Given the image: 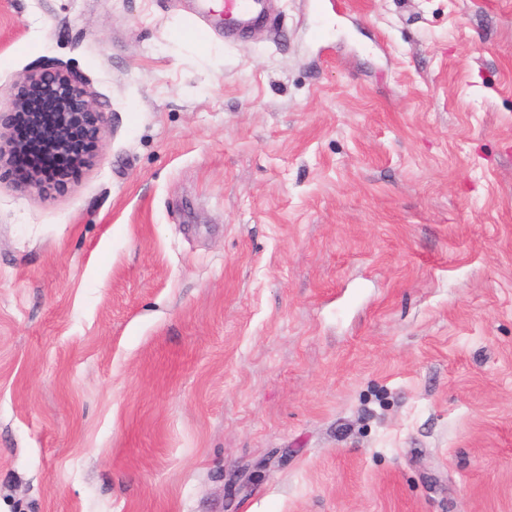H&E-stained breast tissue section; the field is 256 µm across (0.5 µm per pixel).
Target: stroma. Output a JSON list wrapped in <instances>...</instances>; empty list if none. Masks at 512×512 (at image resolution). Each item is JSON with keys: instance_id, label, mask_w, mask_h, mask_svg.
Segmentation results:
<instances>
[{"instance_id": "obj_1", "label": "stroma", "mask_w": 512, "mask_h": 512, "mask_svg": "<svg viewBox=\"0 0 512 512\" xmlns=\"http://www.w3.org/2000/svg\"><path fill=\"white\" fill-rule=\"evenodd\" d=\"M200 1L0 0V512H512V0ZM264 9L263 0H224V29L237 30L252 23ZM36 86L41 92L55 99L57 111L52 116L49 124L40 118L34 120L32 128L35 135L51 141L60 152L66 148V132L72 121L79 117L85 120L87 125L94 128L99 134L104 128V114L99 112L94 103L87 97L84 89L67 71L56 70L30 74L23 82V86ZM71 140V151L79 154L85 149L84 131L78 125H74L67 132ZM24 100L18 95H14L11 101V112L8 115V119L5 123L0 122V163L4 161L11 150H21L23 145L14 143L12 138V122L17 118L18 115H26L28 107L29 112H52L53 105L48 101L44 100L36 89L28 88L23 89L21 92ZM27 104V106H26ZM6 158V160H7ZM14 132L16 138L24 143V149L11 156L10 164L22 182L29 181L34 175L40 176L39 180L42 182H50L66 172L68 160L59 157L51 151L49 145L33 137L29 119L18 118ZM39 185L36 178L28 182L30 187Z\"/></svg>"}]
</instances>
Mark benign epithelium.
<instances>
[{
    "label": "benign epithelium",
    "mask_w": 512,
    "mask_h": 512,
    "mask_svg": "<svg viewBox=\"0 0 512 512\" xmlns=\"http://www.w3.org/2000/svg\"><path fill=\"white\" fill-rule=\"evenodd\" d=\"M25 86H36L40 91L55 99L57 111L50 122L35 120L32 128L35 134L51 141L59 151L66 148V132L75 118L86 121L87 125L100 132L104 128V114L99 112L94 103L87 97L84 89L69 73L56 70L35 73L27 76ZM26 103L19 95H14L11 101V112L6 122H0V163L10 151H18L23 145L12 141V122L19 115L25 114Z\"/></svg>",
    "instance_id": "benign-epithelium-1"
}]
</instances>
